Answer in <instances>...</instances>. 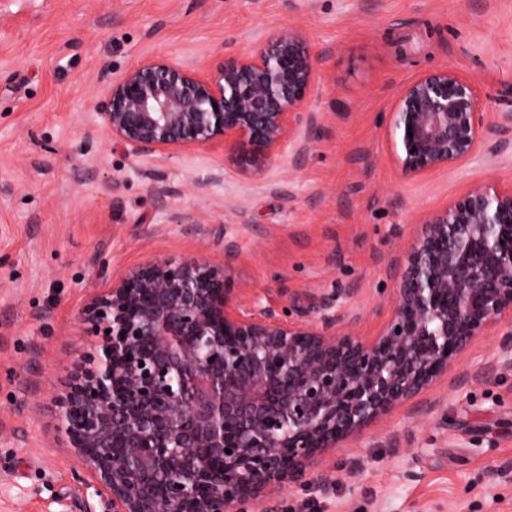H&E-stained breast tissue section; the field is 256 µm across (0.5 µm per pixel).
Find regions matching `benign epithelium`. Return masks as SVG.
Returning a JSON list of instances; mask_svg holds the SVG:
<instances>
[{"label":"benign epithelium","mask_w":512,"mask_h":512,"mask_svg":"<svg viewBox=\"0 0 512 512\" xmlns=\"http://www.w3.org/2000/svg\"><path fill=\"white\" fill-rule=\"evenodd\" d=\"M328 56L302 29L275 28L206 78L149 59L109 82L96 109L134 155L221 143L247 174L285 147L315 149L323 116L307 102ZM509 122H488L476 82L443 68L402 88L388 128L414 178L475 157ZM240 256L226 239L222 264L154 258L89 298L95 346L56 395L55 425L85 465L86 493L62 512H92L91 496L102 512H267L269 494L305 484L326 451L433 382L452 373L462 389L512 366V185L478 183L426 219L393 261L392 316L370 340L342 318L246 303ZM484 335L500 337L496 359L457 373Z\"/></svg>","instance_id":"obj_1"}]
</instances>
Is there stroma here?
I'll list each match as a JSON object with an SVG mask.
<instances>
[{
    "label": "stroma",
    "mask_w": 512,
    "mask_h": 512,
    "mask_svg": "<svg viewBox=\"0 0 512 512\" xmlns=\"http://www.w3.org/2000/svg\"><path fill=\"white\" fill-rule=\"evenodd\" d=\"M283 26L330 53L304 160L243 176L220 145L113 144L95 108L113 78L156 56L207 76ZM439 68L477 82L487 120L512 113V0H0V512H61L72 496L82 463L57 441L54 395L94 345L81 309L129 268L220 263L232 238L244 295L378 335L392 261L424 217L476 183H512V129L507 151L403 176L387 117L403 86ZM323 469L269 512H512V370L457 391L436 382Z\"/></svg>",
    "instance_id": "obj_1"
}]
</instances>
